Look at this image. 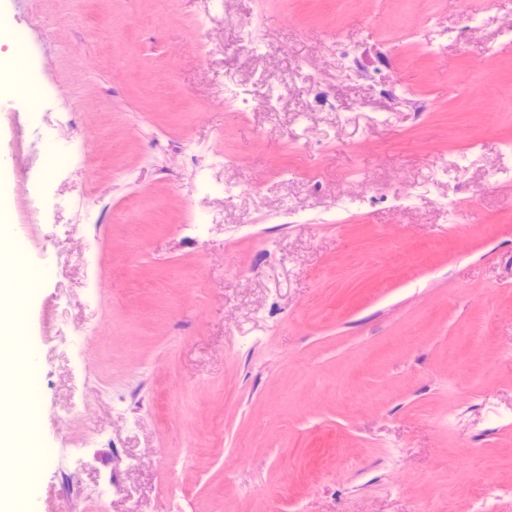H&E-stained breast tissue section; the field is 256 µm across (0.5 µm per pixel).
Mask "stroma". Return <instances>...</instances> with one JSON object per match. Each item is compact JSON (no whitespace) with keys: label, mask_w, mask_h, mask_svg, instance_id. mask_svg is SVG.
Masks as SVG:
<instances>
[{"label":"stroma","mask_w":512,"mask_h":512,"mask_svg":"<svg viewBox=\"0 0 512 512\" xmlns=\"http://www.w3.org/2000/svg\"><path fill=\"white\" fill-rule=\"evenodd\" d=\"M205 11L0 0L73 101L0 112L7 220L53 270L25 307L40 512H512V0ZM226 76L287 92L241 112ZM53 124L86 165L50 166ZM186 140L236 157L212 177L245 193L202 195ZM198 211L222 218L203 238Z\"/></svg>","instance_id":"obj_1"}]
</instances>
